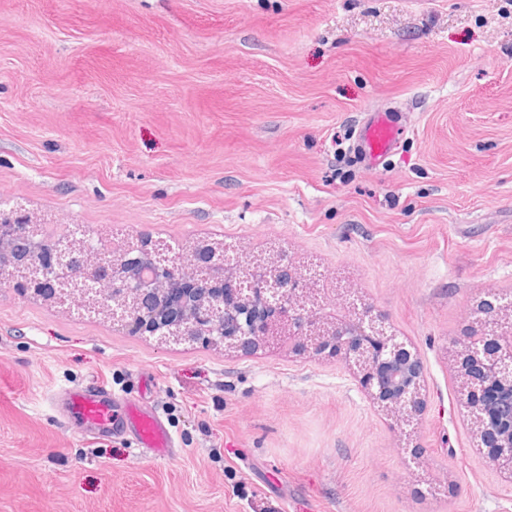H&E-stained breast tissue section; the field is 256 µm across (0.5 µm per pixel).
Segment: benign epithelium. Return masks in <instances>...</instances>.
<instances>
[{"instance_id":"1","label":"benign epithelium","mask_w":512,"mask_h":512,"mask_svg":"<svg viewBox=\"0 0 512 512\" xmlns=\"http://www.w3.org/2000/svg\"><path fill=\"white\" fill-rule=\"evenodd\" d=\"M18 240L27 243L26 253L15 251ZM235 254L234 246L215 239H200L185 253L157 239L102 254L86 238L23 216L0 224L3 280L63 306L105 312L130 332L164 343L250 353L287 342L298 353L340 356L382 410L413 424L425 405L423 364L382 315L355 298L342 314L325 312L318 289L283 253L228 265L226 257ZM508 312L484 302L457 358L474 448L512 478V424L501 407L512 391Z\"/></svg>"}]
</instances>
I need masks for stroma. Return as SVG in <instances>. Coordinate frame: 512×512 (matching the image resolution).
Instances as JSON below:
<instances>
[{
  "mask_svg": "<svg viewBox=\"0 0 512 512\" xmlns=\"http://www.w3.org/2000/svg\"><path fill=\"white\" fill-rule=\"evenodd\" d=\"M404 129L377 169L367 112ZM287 251L419 354L401 432L341 358L161 344L0 287V512H512L453 350L512 302V0H0V212ZM147 400L169 457L55 392Z\"/></svg>",
  "mask_w": 512,
  "mask_h": 512,
  "instance_id": "stroma-1",
  "label": "stroma"
}]
</instances>
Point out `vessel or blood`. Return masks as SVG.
Segmentation results:
<instances>
[{
	"mask_svg": "<svg viewBox=\"0 0 512 512\" xmlns=\"http://www.w3.org/2000/svg\"><path fill=\"white\" fill-rule=\"evenodd\" d=\"M400 135V128L387 113H368L360 125L356 143L365 165L372 169L382 165ZM58 401L62 416L81 430L132 432L140 449L156 456L168 455L176 446L173 435L151 406L121 399L102 382L63 391Z\"/></svg>",
	"mask_w": 512,
	"mask_h": 512,
	"instance_id": "1",
	"label": "vessel or blood"
}]
</instances>
